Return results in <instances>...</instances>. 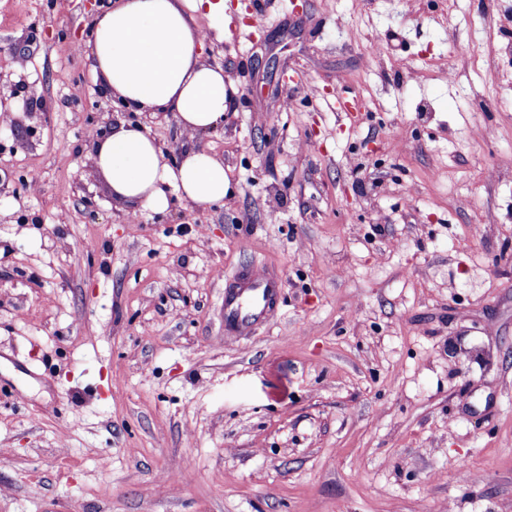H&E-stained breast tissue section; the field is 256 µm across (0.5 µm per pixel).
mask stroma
<instances>
[{
  "label": "stroma",
  "instance_id": "stroma-1",
  "mask_svg": "<svg viewBox=\"0 0 512 512\" xmlns=\"http://www.w3.org/2000/svg\"><path fill=\"white\" fill-rule=\"evenodd\" d=\"M102 9L0 0L50 112L0 132V512H512V0H224L192 138L112 109ZM100 112L222 157L223 205L129 222ZM252 266L278 311L225 340Z\"/></svg>",
  "mask_w": 512,
  "mask_h": 512
}]
</instances>
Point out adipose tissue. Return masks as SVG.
Here are the masks:
<instances>
[{
    "instance_id": "ef3b65f1",
    "label": "adipose tissue",
    "mask_w": 512,
    "mask_h": 512,
    "mask_svg": "<svg viewBox=\"0 0 512 512\" xmlns=\"http://www.w3.org/2000/svg\"><path fill=\"white\" fill-rule=\"evenodd\" d=\"M223 20L224 0H115L97 15L87 42L91 66L112 96L137 112L175 113L196 134L223 124L229 88L222 67L203 58L199 19ZM97 173L133 209L163 211L170 194L193 206L223 202V160L192 150L169 160L144 128L126 123L95 140Z\"/></svg>"
}]
</instances>
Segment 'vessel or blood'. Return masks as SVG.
Wrapping results in <instances>:
<instances>
[{
	"label": "vessel or blood",
	"instance_id": "obj_1",
	"mask_svg": "<svg viewBox=\"0 0 512 512\" xmlns=\"http://www.w3.org/2000/svg\"><path fill=\"white\" fill-rule=\"evenodd\" d=\"M284 287L276 275L251 268L226 280L224 285L225 335L235 338L248 333L274 312Z\"/></svg>",
	"mask_w": 512,
	"mask_h": 512
}]
</instances>
